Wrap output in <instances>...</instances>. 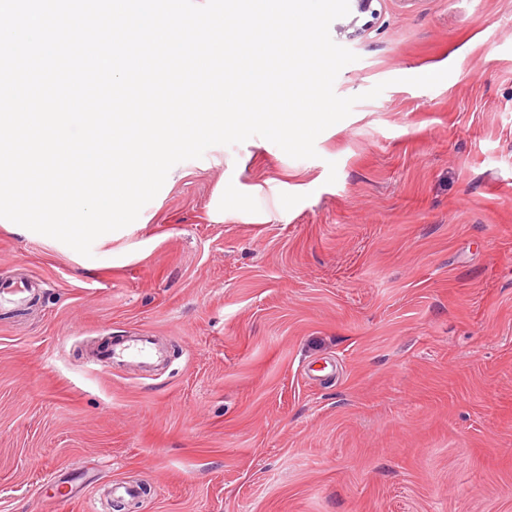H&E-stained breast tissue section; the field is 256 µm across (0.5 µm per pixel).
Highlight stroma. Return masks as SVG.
Here are the masks:
<instances>
[{
    "mask_svg": "<svg viewBox=\"0 0 512 512\" xmlns=\"http://www.w3.org/2000/svg\"><path fill=\"white\" fill-rule=\"evenodd\" d=\"M372 8L315 158L210 147L88 258L0 218V512H512V0ZM158 352L151 343L142 337L134 336L126 338L114 344H110L100 357L92 362L101 370L107 371L112 364V359L127 358L140 364H151Z\"/></svg>",
    "mask_w": 512,
    "mask_h": 512,
    "instance_id": "35a3bbf8",
    "label": "stroma"
}]
</instances>
